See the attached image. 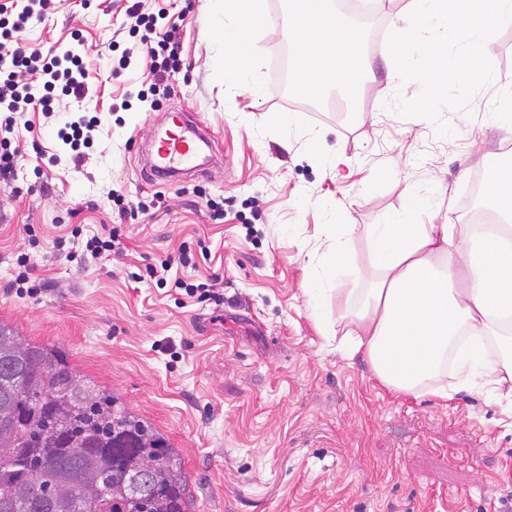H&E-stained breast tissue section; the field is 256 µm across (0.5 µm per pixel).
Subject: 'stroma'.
I'll list each match as a JSON object with an SVG mask.
<instances>
[{
    "instance_id": "stroma-1",
    "label": "stroma",
    "mask_w": 512,
    "mask_h": 512,
    "mask_svg": "<svg viewBox=\"0 0 512 512\" xmlns=\"http://www.w3.org/2000/svg\"><path fill=\"white\" fill-rule=\"evenodd\" d=\"M147 3L165 23L184 19L183 66L167 96L143 97L145 63L116 67L135 42L121 27L126 0H65L19 36L89 57L99 83L79 102L58 96L52 118L32 114L16 143L18 180L0 184V322L61 347L168 437L190 476L192 512H512V410L480 391L447 402L387 391L363 356L339 348L335 307L315 311L306 293L330 249L324 224L357 225L338 285L366 288L375 272L365 230L412 195L426 203L420 222L469 223L470 182L512 146V125L486 120L488 105L512 93V23L495 36L493 84L469 109L443 111L454 130L443 138L431 122L385 109L397 91L416 95L400 88L389 52L363 53L355 111H305L274 87L270 56L289 43L278 15L255 28L247 87L229 94L211 0ZM181 107L213 133L217 164L206 178L145 182L134 144ZM82 115L99 116L101 131L77 162L59 131ZM333 154L347 161L337 172L324 163ZM113 190L133 207L155 201L152 216L119 225L111 261H69L57 239L115 223ZM182 250L194 257L189 281L223 280V306L143 280ZM26 251L43 285L34 298L9 286Z\"/></svg>"
}]
</instances>
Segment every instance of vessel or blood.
I'll use <instances>...</instances> for the list:
<instances>
[{"instance_id": "vessel-or-blood-1", "label": "vessel or blood", "mask_w": 512, "mask_h": 512, "mask_svg": "<svg viewBox=\"0 0 512 512\" xmlns=\"http://www.w3.org/2000/svg\"><path fill=\"white\" fill-rule=\"evenodd\" d=\"M213 140L197 115L180 110L170 115L163 135L151 142L147 168L152 177L169 181L183 173H200L198 158Z\"/></svg>"}]
</instances>
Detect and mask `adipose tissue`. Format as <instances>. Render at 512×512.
I'll use <instances>...</instances> for the list:
<instances>
[{"label":"adipose tissue","mask_w":512,"mask_h":512,"mask_svg":"<svg viewBox=\"0 0 512 512\" xmlns=\"http://www.w3.org/2000/svg\"><path fill=\"white\" fill-rule=\"evenodd\" d=\"M224 17V53L236 56L221 69L224 88L241 90L251 59L237 56L242 36L263 15L262 0H214ZM288 30L301 41L342 40L346 22L319 11L315 23L301 12L288 16ZM419 198L368 228L371 265L378 276L354 310L336 309L341 342L349 353L364 352L380 383L402 394L426 392L448 400L481 386L499 401L512 403V276H493L490 264L512 262V224L496 233L477 232L462 224H420ZM353 224H330L326 234L331 252L307 290L318 305L326 286L349 274ZM453 351L454 383L444 379L442 357Z\"/></svg>","instance_id":"adipose-tissue-1"}]
</instances>
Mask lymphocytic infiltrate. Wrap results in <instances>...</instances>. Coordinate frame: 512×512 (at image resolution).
Segmentation results:
<instances>
[{
	"instance_id": "lymphocytic-infiltrate-1",
	"label": "lymphocytic infiltrate",
	"mask_w": 512,
	"mask_h": 512,
	"mask_svg": "<svg viewBox=\"0 0 512 512\" xmlns=\"http://www.w3.org/2000/svg\"><path fill=\"white\" fill-rule=\"evenodd\" d=\"M64 0H25L15 7L12 0H0V180L7 182L17 174V153L11 145L21 129L30 128L29 114L54 112L56 94L76 100L84 99L96 80L90 62L73 53L57 54L39 48L12 46L14 33L32 20H43L58 9ZM129 31L139 37V50L149 62L153 81L151 92L167 87L182 65L181 50L170 31L157 28L152 14L144 12L140 0L126 9ZM339 45L329 43L320 48L298 46L288 52L293 80L288 99L305 106L318 99L323 80L331 67V57Z\"/></svg>"
}]
</instances>
